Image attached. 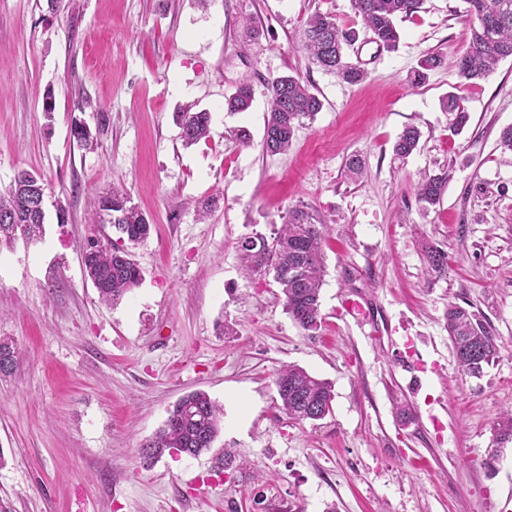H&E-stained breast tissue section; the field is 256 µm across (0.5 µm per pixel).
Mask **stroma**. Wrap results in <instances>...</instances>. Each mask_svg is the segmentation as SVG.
<instances>
[{"mask_svg": "<svg viewBox=\"0 0 512 512\" xmlns=\"http://www.w3.org/2000/svg\"><path fill=\"white\" fill-rule=\"evenodd\" d=\"M464 8L424 0L387 49L351 0H0V189L22 170L49 185L41 240L0 248V337L22 352L0 381V512H512V445L491 451L512 409V154L498 146L512 59L478 84L459 77ZM316 13L355 31L361 84L301 50ZM430 56L439 65L411 84ZM283 75L323 108L270 155L268 86ZM242 83L250 109L226 111ZM451 93L470 116L458 134ZM179 112L209 113L208 138L185 144ZM79 122L95 147L72 137ZM239 126L250 145L227 138ZM408 127L421 138L402 159ZM443 170L441 204L423 207L418 181ZM113 189L153 230L133 250L140 284L106 305L81 250L111 236L90 213ZM295 206L330 226L314 332L239 258ZM428 246L447 276L428 273ZM463 301L502 345L479 377L446 330ZM289 363L331 383L324 419L281 411L274 377ZM196 391L224 409L212 450L145 463L142 445Z\"/></svg>", "mask_w": 512, "mask_h": 512, "instance_id": "35a3bbf8", "label": "stroma"}]
</instances>
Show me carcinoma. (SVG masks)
Returning a JSON list of instances; mask_svg holds the SVG:
<instances>
[{"label":"carcinoma","instance_id":"1","mask_svg":"<svg viewBox=\"0 0 512 512\" xmlns=\"http://www.w3.org/2000/svg\"><path fill=\"white\" fill-rule=\"evenodd\" d=\"M355 13L375 42L393 49L400 40L397 22L417 12L422 0H353ZM471 18L470 37L456 66L461 77L474 83L487 77L497 65L512 58V0H465ZM352 31L340 27L329 14L316 13L305 22L301 49L314 64L336 73L348 84H358L366 72L347 61L344 48L351 45ZM253 101L250 86L241 85L224 98L229 112H244ZM322 101L298 76L274 78L270 85V102L265 125L263 147L271 154L287 152L295 131L304 119H313L322 110ZM445 111L453 115L452 128L465 127L469 115L461 109L456 96L444 102ZM207 112H180L176 124L184 142L191 145L209 134ZM420 132L406 128L394 145L396 154L408 156L417 148ZM448 183V173L424 177L416 187L418 200L428 206L440 204ZM46 188L43 178L22 170L10 185L0 191V243L18 239L16 228L23 226V240L31 243L41 238L44 220L31 212V198ZM112 212V227L118 233L114 241L95 244L89 256V269L97 281L99 298L116 301L142 279L138 264L128 247L142 244L150 233L149 218L129 198L119 192L100 197L97 223L105 224ZM328 225L302 208L288 210L284 224L272 240L263 235L246 238L241 243L246 269L252 274L271 275L281 288L284 306L290 318L306 331L321 325L320 291L325 273L324 243ZM424 257L428 272L442 277L448 273L446 254L426 247ZM448 337L461 371L479 377L484 367L499 355L498 336L488 322L470 307L457 302L448 304L445 313ZM19 357L12 343L0 338V378L13 374ZM275 385L282 412L297 422L317 421L332 409L333 390L329 382L319 379L296 365H287L276 374ZM220 429V410L204 392L182 397L169 412L167 421L153 440L144 446L143 458L152 461L165 452L178 449L197 457L209 450ZM495 447L512 444V410L499 417L493 425Z\"/></svg>","mask_w":512,"mask_h":512}]
</instances>
